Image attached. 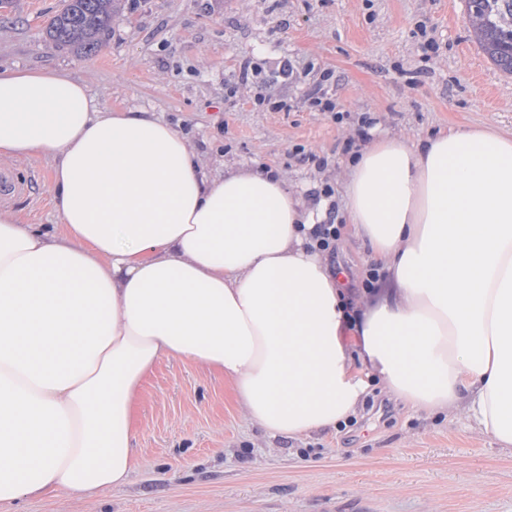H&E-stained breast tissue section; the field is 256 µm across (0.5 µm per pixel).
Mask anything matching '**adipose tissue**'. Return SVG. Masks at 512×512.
<instances>
[{
	"instance_id": "ef3b65f1",
	"label": "adipose tissue",
	"mask_w": 512,
	"mask_h": 512,
	"mask_svg": "<svg viewBox=\"0 0 512 512\" xmlns=\"http://www.w3.org/2000/svg\"><path fill=\"white\" fill-rule=\"evenodd\" d=\"M0 155L49 163L59 220L0 208V503L125 485L133 393L169 357L221 369L271 437L336 428L375 377L512 447V136L383 137L350 160L346 222L388 283L354 309L313 240L326 201L209 172L67 73L0 68Z\"/></svg>"
}]
</instances>
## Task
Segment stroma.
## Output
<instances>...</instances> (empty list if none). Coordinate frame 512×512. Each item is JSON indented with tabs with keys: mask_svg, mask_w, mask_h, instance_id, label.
Masks as SVG:
<instances>
[{
	"mask_svg": "<svg viewBox=\"0 0 512 512\" xmlns=\"http://www.w3.org/2000/svg\"><path fill=\"white\" fill-rule=\"evenodd\" d=\"M62 0L0 9V66H49L94 101L177 125L208 167L263 165L314 199L331 187L341 235L328 259L350 304L380 263L343 218L347 141L418 142L447 127L512 134V74L476 42L466 0H123L90 57L47 43ZM290 61L297 77L274 70ZM260 74L242 79L248 63ZM343 120L310 108L323 70ZM287 101L266 111L256 94ZM373 122L359 127L361 115ZM316 162H307V155ZM28 186L10 202L51 225L50 166L13 162ZM136 466L126 485L84 497L50 491L0 512H512V447L458 414L414 411L372 382L351 426L271 438L245 418L223 373L180 358L144 376L133 406Z\"/></svg>",
	"mask_w": 512,
	"mask_h": 512,
	"instance_id": "obj_1",
	"label": "stroma"
}]
</instances>
